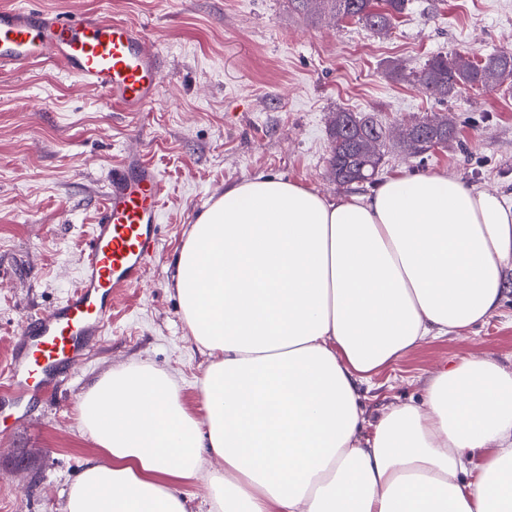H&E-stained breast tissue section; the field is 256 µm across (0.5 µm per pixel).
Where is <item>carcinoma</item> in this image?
Returning <instances> with one entry per match:
<instances>
[{"instance_id":"obj_1","label":"carcinoma","mask_w":512,"mask_h":512,"mask_svg":"<svg viewBox=\"0 0 512 512\" xmlns=\"http://www.w3.org/2000/svg\"><path fill=\"white\" fill-rule=\"evenodd\" d=\"M298 7L315 14L329 11L344 19H353L374 33L390 31L393 22L407 10L408 0H297ZM512 79V54L494 53L472 62L456 52L437 55L414 74V81L441 104L455 97L464 86L493 89ZM455 116L442 109L415 119L402 133L398 148L412 156H423L445 147L456 138ZM331 139L330 171L340 185L379 171L385 159V147L391 142L386 128L370 113L338 110L329 125Z\"/></svg>"}]
</instances>
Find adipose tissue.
Here are the masks:
<instances>
[{"instance_id": "adipose-tissue-1", "label": "adipose tissue", "mask_w": 512, "mask_h": 512, "mask_svg": "<svg viewBox=\"0 0 512 512\" xmlns=\"http://www.w3.org/2000/svg\"><path fill=\"white\" fill-rule=\"evenodd\" d=\"M210 361L205 415L151 365L83 395L89 460L65 512H512V371L467 358L420 402L367 422L362 388L427 338L487 321L512 284V204L448 173L328 198L257 176L227 186L175 260ZM223 467L224 463L221 460H207L204 463L203 476L177 484L176 489L187 499L192 511H208L210 508V490L206 475Z\"/></svg>"}]
</instances>
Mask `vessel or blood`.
Here are the masks:
<instances>
[{"label": "vessel or blood", "instance_id": "1", "mask_svg": "<svg viewBox=\"0 0 512 512\" xmlns=\"http://www.w3.org/2000/svg\"><path fill=\"white\" fill-rule=\"evenodd\" d=\"M51 60L82 91L127 112L160 94L163 53L145 29L105 12L71 18L41 9H0V70ZM162 180L138 153L113 170L78 254L80 276L65 301L27 319L15 337L5 389L13 400L52 393L105 335L119 290L137 285L160 242Z\"/></svg>", "mask_w": 512, "mask_h": 512}]
</instances>
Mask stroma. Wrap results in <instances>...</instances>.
<instances>
[{"label":"stroma","instance_id":"stroma-1","mask_svg":"<svg viewBox=\"0 0 512 512\" xmlns=\"http://www.w3.org/2000/svg\"><path fill=\"white\" fill-rule=\"evenodd\" d=\"M67 17L91 11L145 27L164 55L158 104L125 112L80 91L40 61L0 70V384L23 320L73 289L82 248L113 168L137 152L163 180L160 251L141 283L122 291L104 341L60 378L52 396L0 399V512H64L66 494L100 452L80 425L79 402L111 370L146 362L204 417L208 357L190 335L173 257L226 186L259 175L330 198L368 193L403 172H445L512 203V91L469 88L448 107L458 134L419 159L392 150L374 182L329 175V121L346 109L383 126L437 111L388 63L420 71L433 56L478 61L512 50V0H411L389 35L353 20L312 17L293 0H25ZM512 369V293L498 314L422 342L363 388L368 420L420 401L429 378L464 357Z\"/></svg>","mask_w":512,"mask_h":512}]
</instances>
